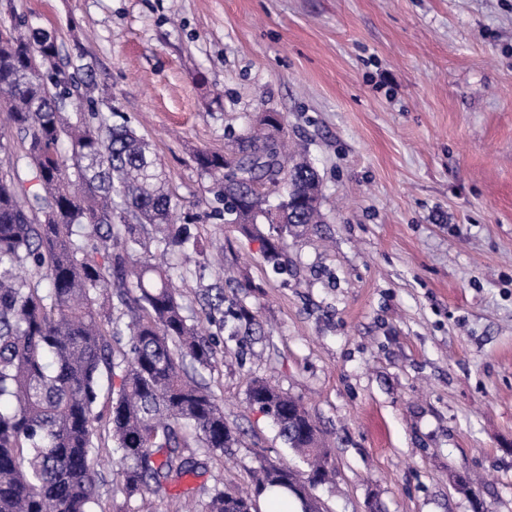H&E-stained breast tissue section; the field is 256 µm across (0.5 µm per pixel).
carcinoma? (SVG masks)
Returning a JSON list of instances; mask_svg holds the SVG:
<instances>
[{
	"mask_svg": "<svg viewBox=\"0 0 512 512\" xmlns=\"http://www.w3.org/2000/svg\"><path fill=\"white\" fill-rule=\"evenodd\" d=\"M54 32L26 18L0 31V96L20 161L0 172V512H93L99 441L120 452L117 490L165 496L238 442L202 371L215 366L223 333L251 336L255 319L216 284L203 316L187 314L170 268L150 247L183 258L202 253L149 143L88 82L57 63ZM88 111L70 109L77 92ZM268 112L225 153L200 150L197 169L227 224L265 223V198L243 185L270 174V190L295 200L268 225L265 261L286 270L288 235L323 223L318 174ZM129 336L120 358L112 344ZM111 403L105 433L97 402ZM250 407L270 418L307 466L262 456L251 494L213 489L204 512H258L269 488L309 512L312 490L331 481L329 449L307 408L263 379Z\"/></svg>",
	"mask_w": 512,
	"mask_h": 512,
	"instance_id": "carcinoma-1",
	"label": "carcinoma"
}]
</instances>
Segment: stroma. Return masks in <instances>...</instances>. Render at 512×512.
<instances>
[{
	"label": "stroma",
	"instance_id": "obj_1",
	"mask_svg": "<svg viewBox=\"0 0 512 512\" xmlns=\"http://www.w3.org/2000/svg\"><path fill=\"white\" fill-rule=\"evenodd\" d=\"M23 14L89 64L197 216L190 314L233 267L261 327L206 377L238 443L144 499L115 492L102 445L94 512H181L251 489L259 455L292 460L247 403L256 378L322 431V512H512V0H0V27ZM265 110L322 188L281 275L210 217L193 160Z\"/></svg>",
	"mask_w": 512,
	"mask_h": 512
}]
</instances>
